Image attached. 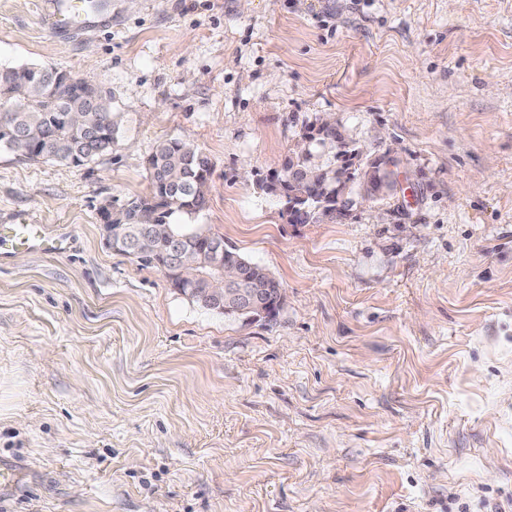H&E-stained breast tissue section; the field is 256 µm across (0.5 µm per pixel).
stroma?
Returning <instances> with one entry per match:
<instances>
[{
	"instance_id": "35a3bbf8",
	"label": "stroma",
	"mask_w": 512,
	"mask_h": 512,
	"mask_svg": "<svg viewBox=\"0 0 512 512\" xmlns=\"http://www.w3.org/2000/svg\"><path fill=\"white\" fill-rule=\"evenodd\" d=\"M91 31L0 0V67L101 88L111 151L0 150V224L71 237L0 268V512H512V0H109ZM393 149L348 214L256 182L306 124ZM182 138L213 173L185 230L282 289L269 319L181 295L100 210Z\"/></svg>"
}]
</instances>
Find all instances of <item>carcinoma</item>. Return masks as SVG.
I'll use <instances>...</instances> for the list:
<instances>
[{
  "label": "carcinoma",
  "instance_id": "1",
  "mask_svg": "<svg viewBox=\"0 0 512 512\" xmlns=\"http://www.w3.org/2000/svg\"><path fill=\"white\" fill-rule=\"evenodd\" d=\"M78 111L83 118L82 131H60L63 114ZM0 149L9 150L30 161L51 160L75 167L85 166L112 150L106 133L117 129L112 109L102 90L56 66L22 65L0 68ZM43 140L41 150L29 149L33 134ZM317 146L307 154L294 152L284 165L283 190L295 194L312 193L336 186V158L314 160ZM151 183L144 196L129 201L120 211L117 223L123 225L124 243L117 250L141 262L161 267L170 244L181 241L185 250L193 248L203 231L187 232L173 222L177 213L189 217L205 206L213 173L209 158L193 143L170 139L161 142L148 160ZM301 170L312 179L295 183ZM338 200H328L323 211L289 218L291 224H314L334 220L344 211L335 208Z\"/></svg>",
  "mask_w": 512,
  "mask_h": 512
}]
</instances>
